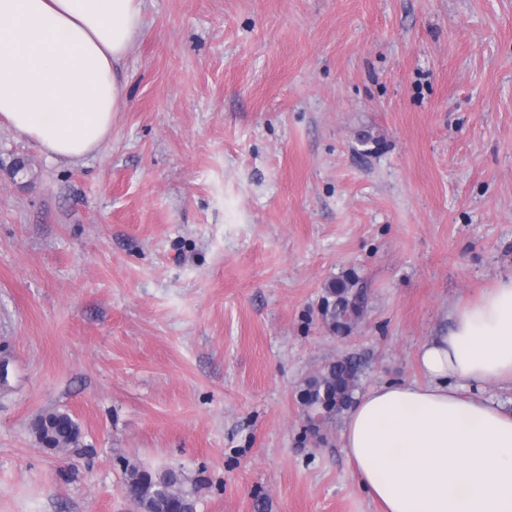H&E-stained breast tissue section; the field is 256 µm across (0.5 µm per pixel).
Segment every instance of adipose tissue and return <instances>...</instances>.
I'll list each match as a JSON object with an SVG mask.
<instances>
[{
	"label": "adipose tissue",
	"mask_w": 512,
	"mask_h": 512,
	"mask_svg": "<svg viewBox=\"0 0 512 512\" xmlns=\"http://www.w3.org/2000/svg\"><path fill=\"white\" fill-rule=\"evenodd\" d=\"M143 0H0V119L49 160L78 163L108 137L125 96L118 67ZM422 344L425 382L358 395L342 448L384 512H512V275L456 306Z\"/></svg>",
	"instance_id": "1"
}]
</instances>
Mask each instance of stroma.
I'll use <instances>...</instances> for the list:
<instances>
[{
  "label": "stroma",
  "instance_id": "35a3bbf8",
  "mask_svg": "<svg viewBox=\"0 0 512 512\" xmlns=\"http://www.w3.org/2000/svg\"><path fill=\"white\" fill-rule=\"evenodd\" d=\"M143 14L96 152L54 163L0 123V512H130L128 463L181 471L195 512H381L298 386L335 357L366 389L420 379L512 273V0ZM48 411L76 446L40 447ZM323 320L337 331H349L358 319L352 289L347 281H332L323 296Z\"/></svg>",
  "mask_w": 512,
  "mask_h": 512
}]
</instances>
